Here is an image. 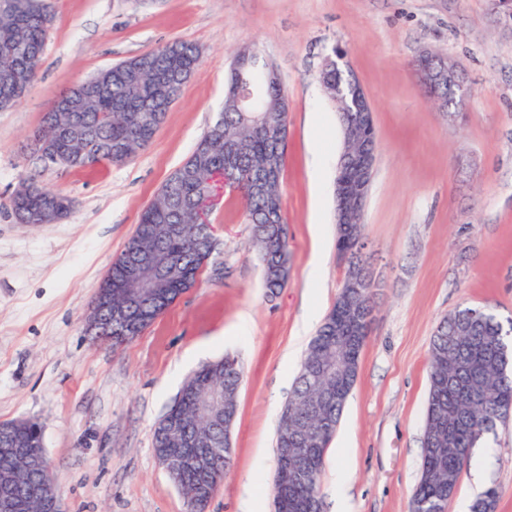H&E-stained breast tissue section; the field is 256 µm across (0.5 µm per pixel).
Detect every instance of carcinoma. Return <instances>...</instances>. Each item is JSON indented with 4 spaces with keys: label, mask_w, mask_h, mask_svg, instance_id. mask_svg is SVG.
I'll list each match as a JSON object with an SVG mask.
<instances>
[{
    "label": "carcinoma",
    "mask_w": 512,
    "mask_h": 512,
    "mask_svg": "<svg viewBox=\"0 0 512 512\" xmlns=\"http://www.w3.org/2000/svg\"><path fill=\"white\" fill-rule=\"evenodd\" d=\"M50 23L47 0H0V95L18 75L35 79ZM242 56L249 61L245 77L259 84L269 118L286 131L282 112L286 93L280 81L270 78L272 64L252 50L244 51ZM199 65L196 46L175 41L112 66L107 90L103 92L96 83H88L79 110L69 112L59 104H50L42 121L49 140L41 146L44 155L35 161L48 164L61 143L69 152L81 153L79 161L69 165L71 169L101 163L111 151L133 159L166 119L167 113L157 110V104L168 93L181 91L182 74ZM158 75L165 82L157 81ZM284 165V138H270L254 130L246 114L239 111L235 95L228 93L222 112L189 158L168 176L154 200L142 210L135 234L103 278L115 306L122 303L131 287V264L142 260L143 251L168 257L183 271L177 280L156 272L160 283L130 312L125 337L112 340L113 346L130 342L149 327L195 286L199 272L209 263L215 248L212 231L208 225L194 221L196 203L205 192V186L192 177L196 166L235 169L237 180L245 186L246 217L251 224L252 244L263 266L265 286L274 293L287 285L288 279L280 272L288 260L287 225L267 223L269 210L281 201L280 183L267 174L271 167ZM261 181L263 191H252L253 184ZM56 199L63 201L65 197L28 183L24 195L10 196V207L41 210ZM336 247L351 250L361 266L367 265V243L361 225H353L349 235L336 238ZM510 335L512 319L507 329L491 313L474 321L467 307L438 325L431 342L421 475L411 512H436L444 496L454 497L472 448L512 413V348L507 342ZM366 340L363 336L355 343H336V328L326 319L308 345L288 399V421L283 423V430L291 437L299 425L310 424L315 452L306 463L310 470L307 482L288 487L290 499L322 503L318 476L350 397L347 393L337 401L319 402L321 393L336 390V377L325 374L324 368L339 349L343 370L350 383L356 384ZM241 376L238 361L231 357L203 366L185 381L179 399L153 431L157 459L173 465L183 463L195 445L214 449V462L208 471L185 467L181 472L180 488L187 498L196 499L199 512H204L230 471V459L224 454L223 415L236 414ZM169 420L179 426V437L162 436ZM34 443L38 439L26 423L14 426L6 436L0 434V469L22 462ZM496 504L497 492L489 489L473 502L470 512H495Z\"/></svg>",
    "instance_id": "carcinoma-1"
}]
</instances>
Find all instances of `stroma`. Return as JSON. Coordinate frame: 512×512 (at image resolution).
<instances>
[{
  "instance_id": "obj_1",
  "label": "stroma",
  "mask_w": 512,
  "mask_h": 512,
  "mask_svg": "<svg viewBox=\"0 0 512 512\" xmlns=\"http://www.w3.org/2000/svg\"><path fill=\"white\" fill-rule=\"evenodd\" d=\"M52 20L28 94L0 112V421L33 420L64 512H189L152 448L185 379L242 366L231 471L206 512H274L276 433L304 352L346 266L336 253L341 127L318 73L334 49L369 97L378 141L362 232L372 250L373 320L357 383L318 481L324 512H410L420 480L431 340L465 306L512 319V33L488 0H49ZM201 63L153 141L129 162L42 168L25 144L50 101L77 81L167 43ZM259 52L288 91L280 182L288 285L269 294L240 194L213 214L216 271L151 326L112 347L85 319L139 215L224 105L237 49ZM443 54L470 96L443 116L414 62ZM67 195L54 224L18 223L21 180ZM498 492L512 512V418L473 448L447 512Z\"/></svg>"
}]
</instances>
